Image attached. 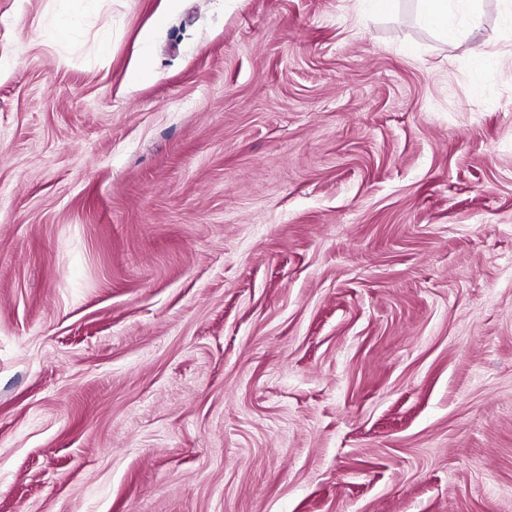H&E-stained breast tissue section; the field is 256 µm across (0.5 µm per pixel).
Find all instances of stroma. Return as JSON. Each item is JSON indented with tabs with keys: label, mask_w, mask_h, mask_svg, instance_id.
I'll use <instances>...</instances> for the list:
<instances>
[{
	"label": "stroma",
	"mask_w": 512,
	"mask_h": 512,
	"mask_svg": "<svg viewBox=\"0 0 512 512\" xmlns=\"http://www.w3.org/2000/svg\"><path fill=\"white\" fill-rule=\"evenodd\" d=\"M74 7L0 0V512H512V0ZM421 18L427 25L437 28L449 41H457L460 36L456 17L449 0H421Z\"/></svg>",
	"instance_id": "1"
}]
</instances>
